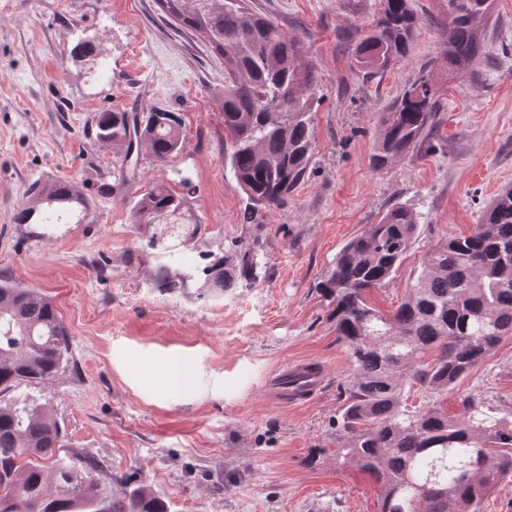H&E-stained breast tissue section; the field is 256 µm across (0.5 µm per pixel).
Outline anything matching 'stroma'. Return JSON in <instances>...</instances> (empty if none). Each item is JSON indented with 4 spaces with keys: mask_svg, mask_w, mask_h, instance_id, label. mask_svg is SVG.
<instances>
[{
    "mask_svg": "<svg viewBox=\"0 0 512 512\" xmlns=\"http://www.w3.org/2000/svg\"><path fill=\"white\" fill-rule=\"evenodd\" d=\"M303 40L318 75L314 154L303 180L262 223L240 221L245 195L224 158L217 94L224 67L155 0H0V277L49 296L72 337L69 365L33 388L67 449L108 464L114 494L146 485L169 512H377L379 487L336 462L334 422L352 366L317 285L340 249L395 205L419 216L394 278L373 289L393 313L429 254L474 232L512 185V0H492L485 46L449 73L441 0H412L421 18L407 61L369 77L356 48L382 0H250ZM427 78L439 110L421 143L379 166L384 112ZM180 114L185 150L159 162L139 148L135 174L113 182V155L95 137L99 113ZM75 183L89 207L71 224H20L35 180ZM178 191L198 215L169 237L137 224L149 186ZM258 255L256 279L218 297L205 266ZM184 284L158 285V271ZM178 358L188 385L157 369ZM295 360L320 364L310 400L275 404L267 381ZM472 394L512 406V338L439 404Z\"/></svg>",
    "mask_w": 512,
    "mask_h": 512,
    "instance_id": "1",
    "label": "stroma"
}]
</instances>
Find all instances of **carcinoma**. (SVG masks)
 <instances>
[{"label":"carcinoma","mask_w":512,"mask_h":512,"mask_svg":"<svg viewBox=\"0 0 512 512\" xmlns=\"http://www.w3.org/2000/svg\"><path fill=\"white\" fill-rule=\"evenodd\" d=\"M248 0H155L159 10L198 32L224 64L223 114L227 159L247 196L244 221L278 208L304 178L313 154L311 112L316 71L305 43L247 6ZM384 8L356 49L369 76L405 61L420 25L412 0H383ZM448 8L445 58L466 71L483 53L480 26L491 0H444ZM424 98L404 90L384 113L374 161L383 165L417 144L437 112L435 91L420 79ZM96 138L112 147V178L126 181L136 143L155 160L181 153L185 140L176 113L105 112ZM20 224L47 209H87L69 181H35ZM136 224H197L185 198L165 186L141 194ZM418 215L389 209L336 254L319 283L330 319L347 346L352 375L336 415V461L380 485L378 512H480L493 488L512 476V408L484 411L467 395L450 415L429 402L408 410L413 382L444 394L512 337V187L502 189L477 230L448 240L426 259L405 300L391 315L376 310L370 290L385 285L411 248ZM251 252L229 268H204L208 287L250 281ZM71 336L45 294L0 279V512H168L146 486L112 493V472L101 460L61 453V428L47 404L21 386L36 387L64 372Z\"/></svg>","instance_id":"1"}]
</instances>
